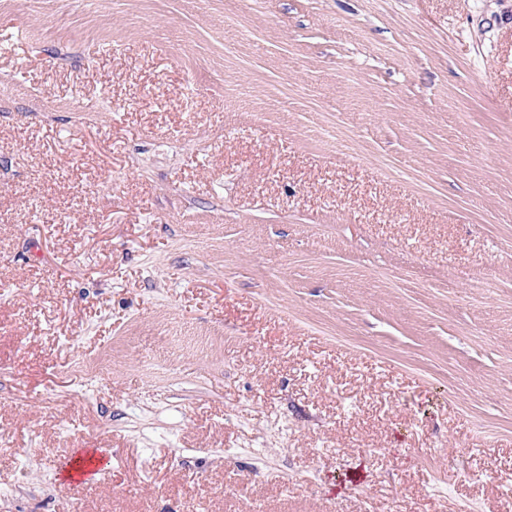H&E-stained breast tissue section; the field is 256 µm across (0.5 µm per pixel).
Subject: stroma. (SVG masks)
<instances>
[{
	"mask_svg": "<svg viewBox=\"0 0 512 512\" xmlns=\"http://www.w3.org/2000/svg\"><path fill=\"white\" fill-rule=\"evenodd\" d=\"M0 435V512H512V0H0ZM77 458L74 457L70 463L75 472L74 479L79 481L101 475L110 462L109 457L94 450H91L88 455L83 453L79 461H76Z\"/></svg>",
	"mask_w": 512,
	"mask_h": 512,
	"instance_id": "obj_1",
	"label": "stroma"
}]
</instances>
